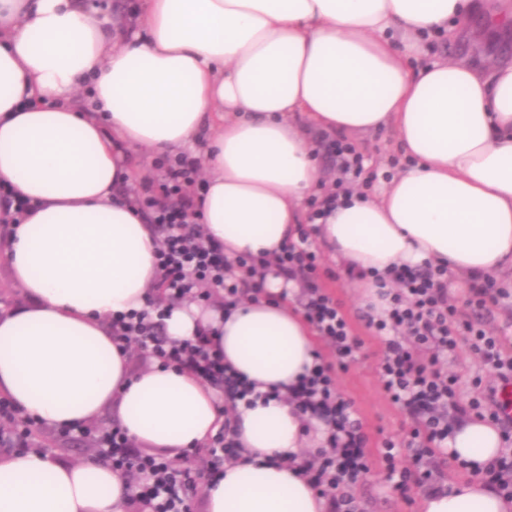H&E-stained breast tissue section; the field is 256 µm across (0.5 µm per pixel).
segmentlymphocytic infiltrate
Instances as JSON below:
<instances>
[{
	"label": "lymphocytic infiltrate",
	"instance_id": "lymphocytic-infiltrate-1",
	"mask_svg": "<svg viewBox=\"0 0 512 512\" xmlns=\"http://www.w3.org/2000/svg\"><path fill=\"white\" fill-rule=\"evenodd\" d=\"M339 178L334 189L310 203V220L322 219L327 208L350 194L363 170V157L342 138L329 144ZM199 163L186 154L162 162L158 177L129 189V201L159 232L157 263L161 271L162 302L148 301L139 311L114 315L112 339L121 348L137 345L148 358L165 366L187 369L215 388L221 397L224 424L201 448L185 451L184 466L137 447L120 426L68 428L71 436L92 442L113 470L127 481L129 512H190L188 499L197 477L219 480L224 466L239 461L244 453L236 438L240 406H253L262 399L254 383L226 365L224 354L211 336L173 340L164 332L167 305L173 301H211L214 288L224 292L223 304L231 309L265 293L268 275L274 274L299 285L302 315L329 355H316L307 374L288 391L285 402L303 418L317 420L326 437L316 450L302 458L278 453L271 464L301 463L312 487L328 501V512H354L348 488L359 483L373 464H380L384 480L402 499H410L413 486L426 482L431 491L442 484L423 469L424 458L448 453V439L459 422L483 419L503 435L512 434V418L502 404L484 410L482 399L461 401L457 378L446 365L456 355L461 337H469L473 351L497 383L512 382V342L470 320L469 308L482 307L489 293L498 301L512 302V292L494 282L471 278L463 306L448 298V271L432 265H397L379 278L378 294L385 306L368 312L364 319L384 343L377 369L382 388L413 427L404 436L382 438L371 446L354 404L336 388L337 368H347L362 357V341L355 335L343 303L323 284L320 252L308 231L274 255H244L228 259L221 244L210 240L198 222L196 200L202 187ZM41 427L20 418L18 408L0 398V447L36 448ZM412 457L413 468L399 466L400 458Z\"/></svg>",
	"mask_w": 512,
	"mask_h": 512
}]
</instances>
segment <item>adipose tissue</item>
<instances>
[{
  "label": "adipose tissue",
  "instance_id": "1",
  "mask_svg": "<svg viewBox=\"0 0 512 512\" xmlns=\"http://www.w3.org/2000/svg\"><path fill=\"white\" fill-rule=\"evenodd\" d=\"M475 0H142L144 34L111 31L87 0H0V183L30 200L7 227L5 258L21 303L0 310V395L64 428L111 412L141 448L204 445L224 421L217 392L159 362L138 368L110 317L145 307L159 278L153 224L122 189L132 150L203 142L206 233L226 256L281 250L307 221L319 179L316 129L393 127L412 166L375 196L354 193L315 235L349 267L424 262L512 276V64L414 65L425 40L455 39ZM271 277L266 295L224 308L182 302L164 331L211 332L258 390L287 391L319 343ZM246 461L207 485L203 512H326L301 466L268 456L318 448L285 401L241 408ZM480 420L448 451L469 478L423 499L422 512H512L480 478L502 449ZM110 466L58 451L0 455V512H125Z\"/></svg>",
  "mask_w": 512,
  "mask_h": 512
}]
</instances>
